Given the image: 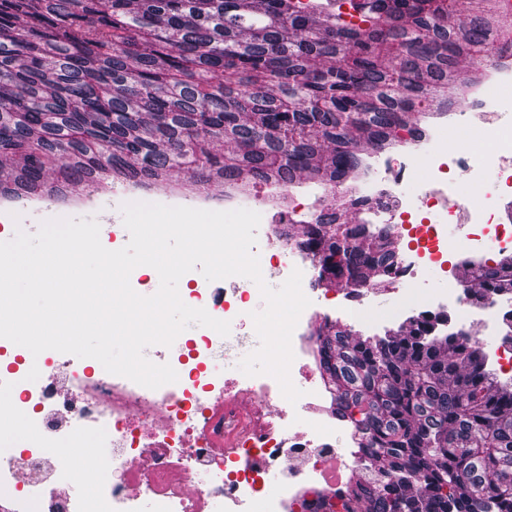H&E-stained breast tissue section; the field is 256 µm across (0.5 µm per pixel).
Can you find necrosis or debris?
Instances as JSON below:
<instances>
[{
    "label": "necrosis or debris",
    "mask_w": 512,
    "mask_h": 512,
    "mask_svg": "<svg viewBox=\"0 0 512 512\" xmlns=\"http://www.w3.org/2000/svg\"><path fill=\"white\" fill-rule=\"evenodd\" d=\"M498 66H474L452 106L425 114L423 132L387 142L363 154L342 196L356 200L364 223L379 225L403 246L388 281L393 310L425 305L452 309L471 323L470 299L449 285L454 253L476 256L512 251V113L499 111L495 89L512 86V45L495 40ZM456 134L459 148L447 146ZM496 137L500 150L477 157L468 143ZM268 180L224 186V205L249 209L267 224L266 246L274 262L262 275L279 283L280 257L293 248L290 225L304 224L335 194ZM487 204H478L479 194ZM434 282L424 293L419 281ZM224 294L228 336L197 327L195 358L211 366L220 357L247 354L255 329L251 312L264 306L247 278L230 277ZM303 311L292 350L305 379L301 407L276 403L272 380L240 387L224 381V393L201 384L197 371L179 372L175 385L150 389L122 376L88 373L67 354L48 370L80 381V395L39 386L15 372L0 394V500L20 512H138L139 497L153 512H224L226 501L246 502L247 512H320L315 494L345 492L354 473L373 474V457L358 447L357 433L339 441L345 422L327 401L330 390L315 379ZM25 456H16V449ZM77 481L78 500L46 497L53 479Z\"/></svg>",
    "instance_id": "1"
}]
</instances>
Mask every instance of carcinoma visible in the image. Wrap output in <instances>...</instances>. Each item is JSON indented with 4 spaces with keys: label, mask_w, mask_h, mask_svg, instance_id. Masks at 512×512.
<instances>
[{
    "label": "carcinoma",
    "mask_w": 512,
    "mask_h": 512,
    "mask_svg": "<svg viewBox=\"0 0 512 512\" xmlns=\"http://www.w3.org/2000/svg\"><path fill=\"white\" fill-rule=\"evenodd\" d=\"M333 2L317 28L314 0H0V88H27L0 95V153L20 165L0 194L55 196L93 173L156 183L173 167L216 185L338 186L358 164L355 138L377 146L421 131L459 56L497 63L491 0L458 28L445 23L448 0ZM313 57L337 64L313 68ZM229 136L239 152L226 156ZM58 151L75 163L49 185ZM341 208L304 225L299 246L323 280L385 282L388 235L343 227ZM460 266L474 304L512 293V261ZM451 320L420 311L383 337L314 333L336 415L381 462L330 512H512V391L471 332L444 333Z\"/></svg>",
    "instance_id": "obj_1"
}]
</instances>
